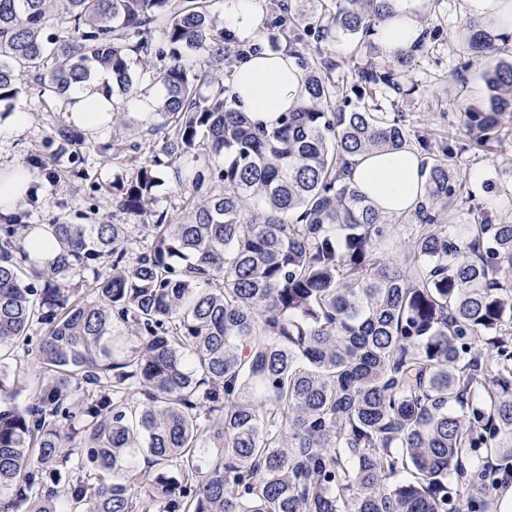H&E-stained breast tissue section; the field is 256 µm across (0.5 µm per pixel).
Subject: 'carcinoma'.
<instances>
[{"mask_svg":"<svg viewBox=\"0 0 512 512\" xmlns=\"http://www.w3.org/2000/svg\"><path fill=\"white\" fill-rule=\"evenodd\" d=\"M328 2L301 30L291 0L267 11L290 55L353 38L358 81L311 65L307 102L264 129L211 77L238 55L213 0H0V105L28 89L44 107L94 67L121 94L165 90L135 140L58 123L25 158L84 184L76 221L0 216V512H494L512 475V224L470 206L450 231L471 198L451 143L376 98L404 92L423 43L374 41L387 0ZM462 31L482 59L509 40L474 15ZM483 81L463 120L488 148L512 139V60ZM406 147L429 173L393 256L398 228L344 172ZM166 169L208 187L183 221L152 209ZM25 230L46 262L18 257Z\"/></svg>","mask_w":512,"mask_h":512,"instance_id":"obj_1","label":"carcinoma"}]
</instances>
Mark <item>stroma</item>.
Here are the masks:
<instances>
[{
	"label": "stroma",
	"instance_id": "35a3bbf8",
	"mask_svg": "<svg viewBox=\"0 0 512 512\" xmlns=\"http://www.w3.org/2000/svg\"><path fill=\"white\" fill-rule=\"evenodd\" d=\"M466 18L461 0H434L432 14L424 21L425 28L441 27L443 37L426 41L416 66L404 79L405 93L381 88L376 95L386 111L402 113L408 124L432 136L450 137L458 148L455 163L472 194L473 205L490 210L498 222H512V140L496 145L484 154L470 146V136L462 114L478 108L484 95L481 74L484 61L470 58L459 31ZM355 45L344 37L323 47L309 44L299 63H313L320 55L337 61L336 81H355V67L350 60ZM42 119L33 117L30 125L19 132H0V167L22 160L34 153L45 134ZM37 203L31 212V223L40 224L50 217L71 219L84 209V191L80 183L63 180L57 184L38 181Z\"/></svg>",
	"mask_w": 512,
	"mask_h": 512
}]
</instances>
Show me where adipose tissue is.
<instances>
[{"mask_svg": "<svg viewBox=\"0 0 512 512\" xmlns=\"http://www.w3.org/2000/svg\"><path fill=\"white\" fill-rule=\"evenodd\" d=\"M392 19L382 23L377 38L384 50L409 48L423 34V18L433 0H389ZM307 73L294 58L261 53L242 59L230 80V94L237 111L257 125L272 128L282 113L297 108L306 96ZM111 72L100 70L89 80L73 86L60 98L58 108L66 123L91 131L102 112L111 108L116 94ZM427 165L414 149L374 151L354 157L345 180L357 187L387 216L414 213L425 198ZM36 179L20 163L0 170V214L21 210Z\"/></svg>", "mask_w": 512, "mask_h": 512, "instance_id": "obj_1", "label": "adipose tissue"}]
</instances>
